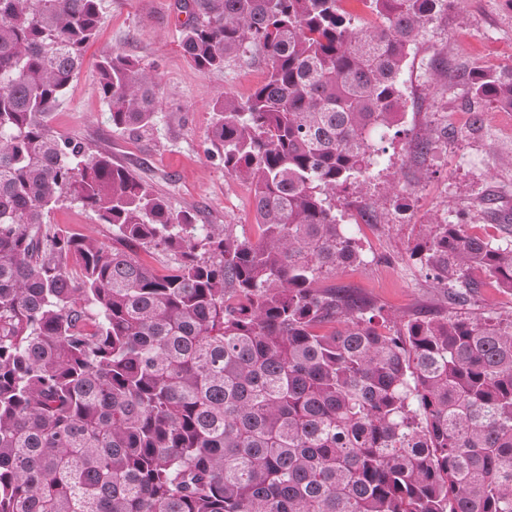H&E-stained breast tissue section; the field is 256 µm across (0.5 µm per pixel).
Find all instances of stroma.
Listing matches in <instances>:
<instances>
[{"label": "stroma", "instance_id": "1", "mask_svg": "<svg viewBox=\"0 0 512 512\" xmlns=\"http://www.w3.org/2000/svg\"><path fill=\"white\" fill-rule=\"evenodd\" d=\"M174 2L102 0L97 35L52 114V132L81 140L91 151L110 152L113 161L149 182L173 209L191 211L197 223L238 224L257 238L251 192L225 174L207 135L217 96H247L264 78L265 64L251 53L223 70L199 72L182 50L186 16ZM112 50L138 57L155 74L163 110L152 130L130 134L108 122L95 85L97 64ZM511 51L512 0H462L427 25L400 76L406 99L400 135L376 142L380 154L368 179L335 202L339 222L358 240L366 261L341 271L333 285L402 322L450 313L479 319L512 315V293L492 279L483 278L476 296L456 303L433 272L410 257L424 239L426 224H463L492 241H512V222L498 221L484 209L485 199L494 198L512 211V166L507 163L512 112L484 106L482 128L470 131L467 99L455 82L456 71L484 69L486 58ZM432 60L439 71L434 81L425 72ZM427 127L435 140L421 155L415 145ZM397 193L408 205L400 215L391 203ZM50 222L113 242L111 226L75 204L55 209Z\"/></svg>", "mask_w": 512, "mask_h": 512}]
</instances>
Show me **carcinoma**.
Masks as SVG:
<instances>
[{
    "label": "carcinoma",
    "mask_w": 512,
    "mask_h": 512,
    "mask_svg": "<svg viewBox=\"0 0 512 512\" xmlns=\"http://www.w3.org/2000/svg\"><path fill=\"white\" fill-rule=\"evenodd\" d=\"M101 0H0V512H512V317L405 331L343 287L362 262L332 200L399 121V78L448 0H178L201 72H267L212 104L261 235L198 224L47 119ZM473 124L512 110V63L456 74ZM112 128L162 111L155 75L97 64ZM69 201L134 253L46 226ZM412 256L465 299L512 292V242L434 224Z\"/></svg>",
    "instance_id": "cac0c4a2"
}]
</instances>
